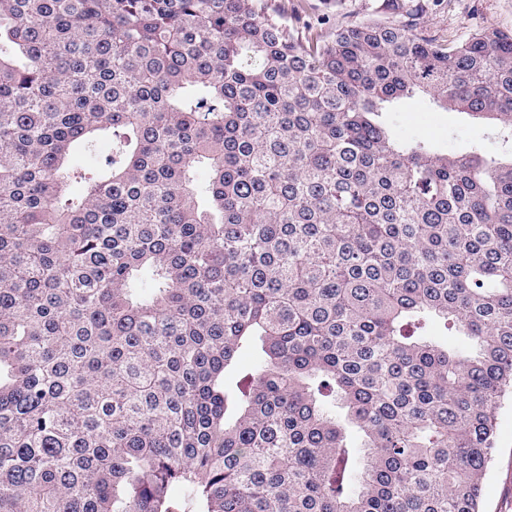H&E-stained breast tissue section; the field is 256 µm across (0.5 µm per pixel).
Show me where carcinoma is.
Here are the masks:
<instances>
[{
  "label": "carcinoma",
  "instance_id": "1",
  "mask_svg": "<svg viewBox=\"0 0 512 512\" xmlns=\"http://www.w3.org/2000/svg\"><path fill=\"white\" fill-rule=\"evenodd\" d=\"M375 11L0 0V512H481L512 31ZM418 97L481 125L401 137ZM288 4V13L300 18V22L315 21L329 15L333 25L346 24L365 19L387 20L391 15L376 14L375 0H344L341 3L325 4L322 0H284ZM305 10H302V6Z\"/></svg>",
  "mask_w": 512,
  "mask_h": 512
}]
</instances>
